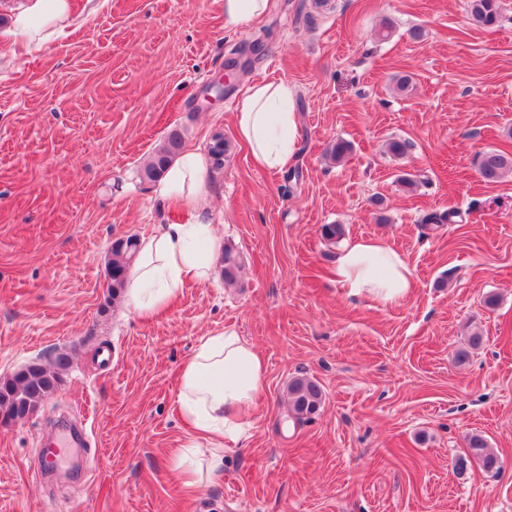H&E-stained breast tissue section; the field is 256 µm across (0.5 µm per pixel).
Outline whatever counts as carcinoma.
I'll return each instance as SVG.
<instances>
[{
    "label": "carcinoma",
    "mask_w": 512,
    "mask_h": 512,
    "mask_svg": "<svg viewBox=\"0 0 512 512\" xmlns=\"http://www.w3.org/2000/svg\"><path fill=\"white\" fill-rule=\"evenodd\" d=\"M470 15L477 25L494 27L500 17L499 0H470ZM182 149V132L178 129L170 131L144 165L142 174L151 181L160 179ZM227 149L228 142L224 137L218 136L213 140L209 152L215 167L223 166ZM508 172H512V154L497 149L486 150L481 154L479 173L484 181L497 182ZM139 248L140 241L134 235L112 242L106 266L107 288L112 298H118L127 288L128 273L137 259ZM240 269L237 254L229 247L224 248V281H236ZM69 363V356L59 352L49 364H38L27 374L15 375L0 382V410L11 414L17 402L34 407L51 396L60 381L59 371L66 369ZM323 397V388L317 380L305 375L294 377L288 384V415L298 423L310 419L319 410ZM472 462L481 471L493 476L502 468L499 456L489 448L487 440L480 434L467 437L466 451L458 460V466Z\"/></svg>",
    "instance_id": "obj_1"
}]
</instances>
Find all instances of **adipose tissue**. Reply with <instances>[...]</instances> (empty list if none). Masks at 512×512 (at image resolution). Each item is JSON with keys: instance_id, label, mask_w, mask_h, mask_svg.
<instances>
[{"instance_id": "adipose-tissue-1", "label": "adipose tissue", "mask_w": 512, "mask_h": 512, "mask_svg": "<svg viewBox=\"0 0 512 512\" xmlns=\"http://www.w3.org/2000/svg\"><path fill=\"white\" fill-rule=\"evenodd\" d=\"M72 22V0H22L0 42L24 49L41 48L64 35ZM282 83L252 85L235 114L239 138L254 161L271 171L288 167L297 151V114ZM201 154L182 153L164 177L172 200L196 214L192 224H167L144 238L129 272L127 295L134 312L148 317L170 303L185 283L207 282L222 249L207 217L202 191ZM334 277L347 296L367 297L384 305L404 300L415 288L414 271L405 255L378 237L346 244ZM266 365L260 351L230 328L200 338L181 369L178 407L192 430L189 445L198 460L188 464L177 453L171 466L183 486L196 488L217 479L224 469L225 442L239 440L249 425L254 397Z\"/></svg>"}]
</instances>
